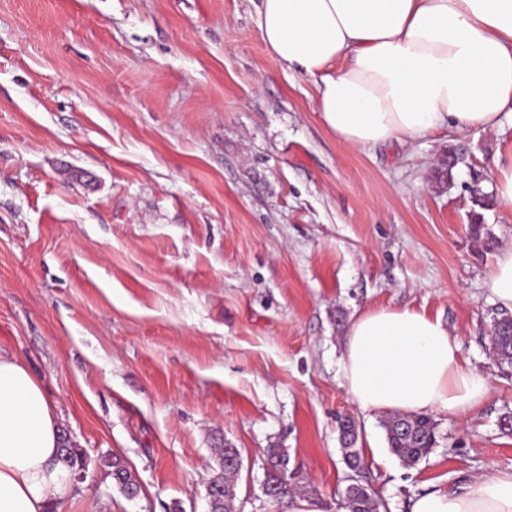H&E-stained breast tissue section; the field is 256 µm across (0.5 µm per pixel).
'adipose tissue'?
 <instances>
[{"instance_id":"obj_1","label":"adipose tissue","mask_w":512,"mask_h":512,"mask_svg":"<svg viewBox=\"0 0 512 512\" xmlns=\"http://www.w3.org/2000/svg\"><path fill=\"white\" fill-rule=\"evenodd\" d=\"M271 58L315 79L323 125L367 148L443 129H498L512 112V0H259ZM365 412L468 416L487 379L440 319L381 307L356 317L341 361ZM40 382L0 350V512H47L65 482ZM412 512H512V468L418 496Z\"/></svg>"}]
</instances>
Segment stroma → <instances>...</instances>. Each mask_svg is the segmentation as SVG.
Returning <instances> with one entry per match:
<instances>
[{"instance_id": "35a3bbf8", "label": "stroma", "mask_w": 512, "mask_h": 512, "mask_svg": "<svg viewBox=\"0 0 512 512\" xmlns=\"http://www.w3.org/2000/svg\"><path fill=\"white\" fill-rule=\"evenodd\" d=\"M257 2L0 0V348L84 457L55 512H207L226 444L237 512H271V448L327 512L355 478L382 512H411L512 467L495 254L467 227L512 125L341 143L314 80L271 59ZM453 149L466 161L439 179ZM380 307L440 318L490 384L469 420L432 413L436 445L411 467L341 371L351 322ZM112 478L116 486L128 499H134L140 490V486L135 476L129 471V469L121 462V460L115 457L112 460ZM133 492V493H131ZM137 492V493H136Z\"/></svg>"}]
</instances>
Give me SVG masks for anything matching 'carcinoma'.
I'll list each match as a JSON object with an SVG mask.
<instances>
[{
    "mask_svg": "<svg viewBox=\"0 0 512 512\" xmlns=\"http://www.w3.org/2000/svg\"><path fill=\"white\" fill-rule=\"evenodd\" d=\"M471 199L476 209L470 212L469 233L489 250L494 247L496 239L486 228L481 210L493 206V199L477 184L474 185ZM492 328L490 345L498 363L512 366V314L493 318ZM383 427L390 451L407 464L419 462L436 444L434 423L425 414H394L383 421ZM340 430L343 449L347 450L345 458L350 466L356 467L361 456L350 453L353 441L357 439L355 428L346 419L341 422ZM216 456L218 472L208 482V488L215 497L213 512H234V482L239 471L236 464L239 454L237 449L226 445L216 449ZM60 460L69 473L76 468H83L79 450L67 444L61 447ZM288 463V453L284 449H269L266 484L272 487L270 501L273 503H279L290 496L293 483L292 476L288 475ZM111 467L112 478L123 494L140 490L135 476L119 458L112 460ZM344 508L347 512H375L376 500L370 491L352 494L344 497Z\"/></svg>",
    "mask_w": 512,
    "mask_h": 512,
    "instance_id": "obj_1",
    "label": "carcinoma"
}]
</instances>
